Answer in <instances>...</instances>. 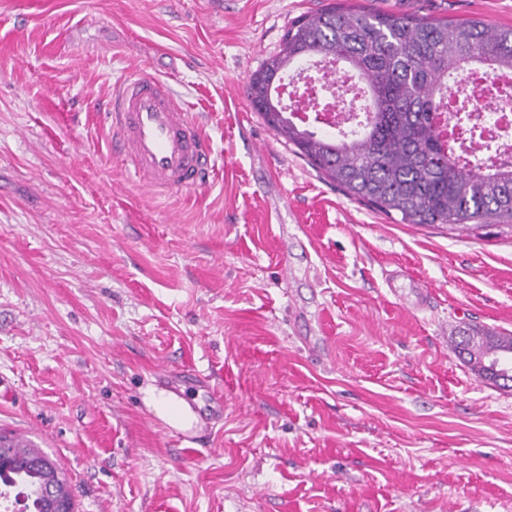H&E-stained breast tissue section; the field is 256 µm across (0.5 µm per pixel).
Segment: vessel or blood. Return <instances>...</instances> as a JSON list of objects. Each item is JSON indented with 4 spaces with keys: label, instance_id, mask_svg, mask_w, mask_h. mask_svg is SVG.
<instances>
[{
    "label": "vessel or blood",
    "instance_id": "1",
    "mask_svg": "<svg viewBox=\"0 0 512 512\" xmlns=\"http://www.w3.org/2000/svg\"><path fill=\"white\" fill-rule=\"evenodd\" d=\"M132 177L151 192L199 186L214 165V148L163 80L123 77L103 114Z\"/></svg>",
    "mask_w": 512,
    "mask_h": 512
}]
</instances>
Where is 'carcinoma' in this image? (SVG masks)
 <instances>
[{"instance_id":"cac0c4a2","label":"carcinoma","mask_w":512,"mask_h":512,"mask_svg":"<svg viewBox=\"0 0 512 512\" xmlns=\"http://www.w3.org/2000/svg\"><path fill=\"white\" fill-rule=\"evenodd\" d=\"M312 57L349 68L361 83L367 113L356 136L319 135L282 106H269L283 74ZM474 67L512 70V26L490 29L340 0L290 24L279 52L251 75L247 96L264 123L327 179L394 222L473 230L503 223L512 230V164L467 169L436 124L452 73ZM452 342L469 364L511 349L512 335L458 328ZM15 489L24 496V512H58L61 498L73 507L56 461L42 451L25 455L15 436L0 432V496Z\"/></svg>"}]
</instances>
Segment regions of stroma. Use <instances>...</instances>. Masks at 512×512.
<instances>
[{
	"instance_id": "obj_1",
	"label": "stroma",
	"mask_w": 512,
	"mask_h": 512,
	"mask_svg": "<svg viewBox=\"0 0 512 512\" xmlns=\"http://www.w3.org/2000/svg\"><path fill=\"white\" fill-rule=\"evenodd\" d=\"M333 0H0V430L74 512H512V388L455 352L512 332V232L398 224L280 141L246 93ZM512 25V0H368ZM167 81L210 136L190 191L129 175L101 118ZM208 428L147 407L165 374ZM452 342L460 358L470 366L472 371H475L471 365L472 357L477 359L492 351L499 353L501 350L511 349L512 335L499 332L489 334L488 330L457 328L452 336ZM462 351H465V357L461 356Z\"/></svg>"
}]
</instances>
